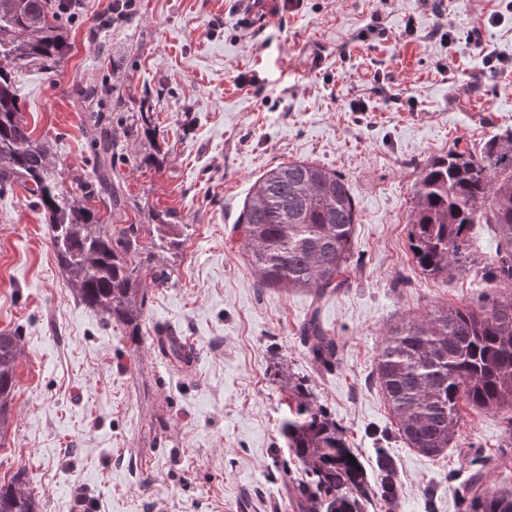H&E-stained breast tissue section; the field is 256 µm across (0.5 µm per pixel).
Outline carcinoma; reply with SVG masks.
Segmentation results:
<instances>
[{
	"label": "carcinoma",
	"mask_w": 512,
	"mask_h": 512,
	"mask_svg": "<svg viewBox=\"0 0 512 512\" xmlns=\"http://www.w3.org/2000/svg\"><path fill=\"white\" fill-rule=\"evenodd\" d=\"M66 0H0V192L22 184L48 217L50 240L65 281L84 305L110 324L125 328L131 347L143 342L149 285L167 272L142 257L146 237L172 247L180 241L174 224H126L112 229L102 212L112 211V140L94 151L95 178L74 189L51 160L47 142L33 137L23 117L16 74L37 67L55 71L71 51L61 26ZM355 203L340 174L314 163H282L251 188L236 225L262 286L304 288L315 300L347 283L354 255ZM409 248L429 276L464 267L470 233L492 224L504 246L483 266V276L505 285L476 306H436L387 328L372 377L397 420L407 447L437 457L461 430L464 406L502 414L512 435V130L490 138L476 154L452 149L421 169L414 185ZM302 336L313 360L336 364L339 342L317 313ZM164 358L184 360L175 340L152 339ZM23 354L21 336L0 332V442L13 417V400ZM288 395V416L280 426L292 456L303 467L292 482L293 512H365L377 498L393 506L399 489L393 462L378 459L386 473L380 490L367 484L364 464L349 448L345 432L316 401L308 380L277 372ZM467 512H512V488L493 490L488 474L474 471L462 488ZM0 512H38L27 474L0 483Z\"/></svg>",
	"instance_id": "carcinoma-1"
}]
</instances>
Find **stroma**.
I'll list each match as a JSON object with an SVG mask.
<instances>
[{
	"instance_id": "stroma-1",
	"label": "stroma",
	"mask_w": 512,
	"mask_h": 512,
	"mask_svg": "<svg viewBox=\"0 0 512 512\" xmlns=\"http://www.w3.org/2000/svg\"><path fill=\"white\" fill-rule=\"evenodd\" d=\"M112 2L71 0V51L55 73L19 74L20 104L69 184L93 178L94 140L111 133V224L177 214L182 244L156 255L169 278L147 291L143 333L175 326L197 364L132 349L67 288L26 190L0 192V331L24 346L0 482L26 470L40 512H293L301 471L280 432L282 368L309 380L372 487L378 453L392 458L391 512H466L461 488L479 468L491 488L512 487L498 414L465 411L452 448L427 458L400 439L371 381L391 323L488 289L480 265L498 238L487 226L473 229L466 270L431 278L408 221L427 161L512 128V65L497 62L512 58L508 0H300L258 24L240 0H137L105 29ZM359 98L366 111H352ZM99 107L104 130L89 119ZM144 112L155 130L134 136ZM292 161L336 170L356 204L348 283L318 302L258 287L235 230L252 184ZM314 311L341 340L329 370L301 336Z\"/></svg>"
}]
</instances>
